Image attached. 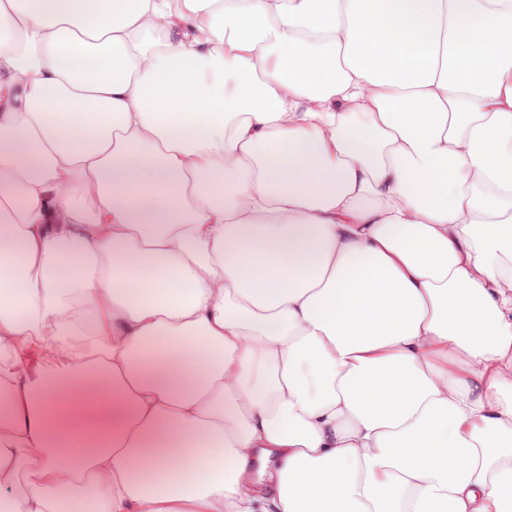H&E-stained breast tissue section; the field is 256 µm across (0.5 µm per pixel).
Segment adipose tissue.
I'll list each match as a JSON object with an SVG mask.
<instances>
[{
	"label": "adipose tissue",
	"mask_w": 512,
	"mask_h": 512,
	"mask_svg": "<svg viewBox=\"0 0 512 512\" xmlns=\"http://www.w3.org/2000/svg\"><path fill=\"white\" fill-rule=\"evenodd\" d=\"M11 512H512V0H0Z\"/></svg>",
	"instance_id": "ef3b65f1"
}]
</instances>
